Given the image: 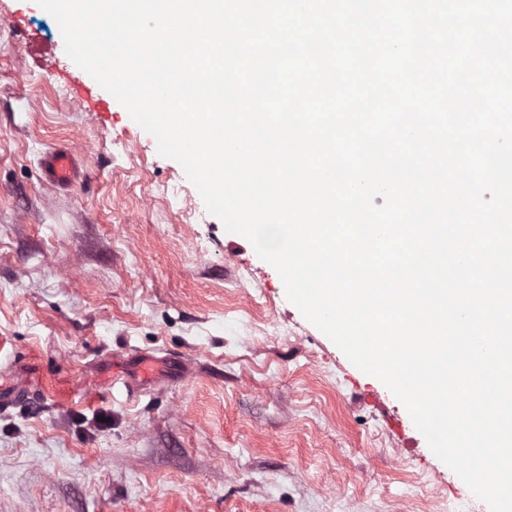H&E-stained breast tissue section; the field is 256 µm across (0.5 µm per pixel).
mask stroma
<instances>
[{
    "mask_svg": "<svg viewBox=\"0 0 512 512\" xmlns=\"http://www.w3.org/2000/svg\"><path fill=\"white\" fill-rule=\"evenodd\" d=\"M94 84L35 0H0V385L29 391L0 410V512H489ZM132 353L191 372L130 395ZM40 160L45 180L59 189L69 190L84 178L85 171L75 151L53 149Z\"/></svg>",
    "mask_w": 512,
    "mask_h": 512,
    "instance_id": "1",
    "label": "stroma"
}]
</instances>
